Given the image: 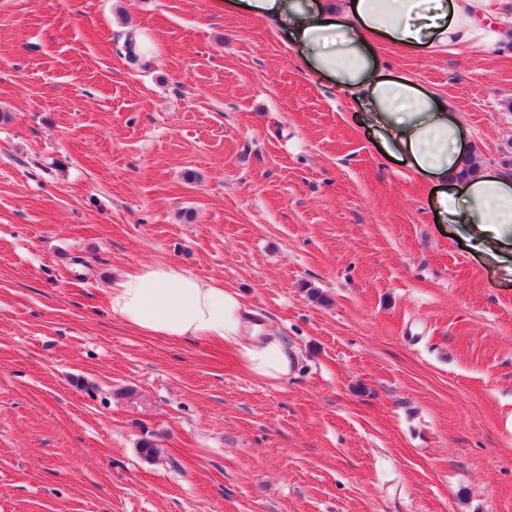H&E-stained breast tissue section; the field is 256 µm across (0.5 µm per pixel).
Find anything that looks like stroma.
Listing matches in <instances>:
<instances>
[{
  "label": "stroma",
  "mask_w": 512,
  "mask_h": 512,
  "mask_svg": "<svg viewBox=\"0 0 512 512\" xmlns=\"http://www.w3.org/2000/svg\"><path fill=\"white\" fill-rule=\"evenodd\" d=\"M379 59L512 170V43ZM432 189L263 17L0 0V512H512V271ZM142 263L236 288L288 378L112 317Z\"/></svg>",
  "instance_id": "stroma-1"
}]
</instances>
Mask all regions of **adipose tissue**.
<instances>
[{"instance_id":"1","label":"adipose tissue","mask_w":512,"mask_h":512,"mask_svg":"<svg viewBox=\"0 0 512 512\" xmlns=\"http://www.w3.org/2000/svg\"><path fill=\"white\" fill-rule=\"evenodd\" d=\"M501 0H224L273 20L300 48L308 67L360 104L385 154L436 188L440 222L456 225L474 250L498 262L512 255V172L481 168L459 177L471 156L463 122L446 99L403 74L384 73L375 44L402 52L482 46L512 40L501 25ZM112 315L148 336L215 341L234 349L245 369L270 381L293 365L278 337L244 333L243 302L220 282H205L176 264H145L115 281Z\"/></svg>"}]
</instances>
